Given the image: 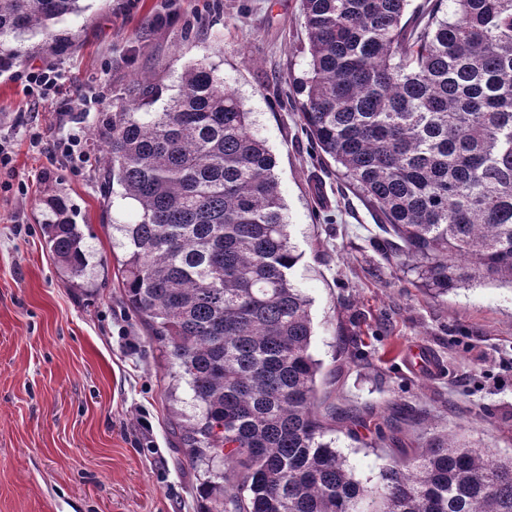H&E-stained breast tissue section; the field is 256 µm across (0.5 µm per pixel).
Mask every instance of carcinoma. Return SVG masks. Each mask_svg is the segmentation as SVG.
Returning a JSON list of instances; mask_svg holds the SVG:
<instances>
[{
    "label": "carcinoma",
    "instance_id": "cac0c4a2",
    "mask_svg": "<svg viewBox=\"0 0 512 512\" xmlns=\"http://www.w3.org/2000/svg\"><path fill=\"white\" fill-rule=\"evenodd\" d=\"M409 0H301L310 56L299 118L315 149L373 210L387 246L437 295L475 283L512 288V0H442L403 22ZM79 0H0L10 40L53 25ZM160 88L116 98L103 123L106 176L138 209L115 223L128 307L188 386L197 412L175 429L205 469L201 512H512V456L455 433L355 479L325 440L333 380L310 353L309 301L291 275L276 160L233 89L201 64L148 112ZM43 235L66 284L88 260L65 204Z\"/></svg>",
    "mask_w": 512,
    "mask_h": 512
}]
</instances>
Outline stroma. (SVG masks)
<instances>
[{
  "instance_id": "stroma-1",
  "label": "stroma",
  "mask_w": 512,
  "mask_h": 512,
  "mask_svg": "<svg viewBox=\"0 0 512 512\" xmlns=\"http://www.w3.org/2000/svg\"><path fill=\"white\" fill-rule=\"evenodd\" d=\"M56 30L12 41L18 62H54L61 91L26 95L0 70V512H199L193 468L170 426L193 402L180 386L166 398L165 361L128 309L115 275L112 223L136 220L133 204L108 194L98 136L117 96L134 82L159 84L162 111L185 68H214L251 112L253 132L276 158L293 272L310 301V351L336 375V402L383 416L411 414L404 447H373L331 434L356 478L375 484L399 454L435 432L468 436L512 453V289L494 285L435 295L412 268L379 247L368 206L302 130L296 85L308 64L300 0H80ZM69 133L85 143L70 162L52 145ZM64 200L89 251L83 287L63 281L43 236L49 198ZM420 345L443 365L417 375L404 363Z\"/></svg>"
}]
</instances>
